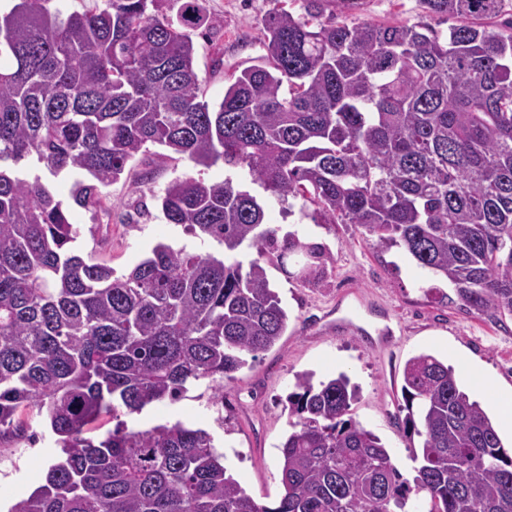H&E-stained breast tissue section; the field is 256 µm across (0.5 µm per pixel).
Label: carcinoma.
<instances>
[{
	"mask_svg": "<svg viewBox=\"0 0 512 512\" xmlns=\"http://www.w3.org/2000/svg\"><path fill=\"white\" fill-rule=\"evenodd\" d=\"M158 0H106L53 12L16 0L0 13V446L29 414L61 445L45 483L8 512H512V454L453 368L409 359L406 427L421 439L412 479L381 439L348 417L341 373L295 377L281 447L283 494L256 503L228 473L212 435L180 422L130 430L120 416L175 401L192 381H224L288 324L266 264L302 258L318 278L333 258L295 233L278 242L264 206L229 178L185 177L158 197L170 224L224 256L159 243L128 274L75 253L79 230L39 175H83L74 205L103 211L149 143L198 166L246 168L279 201L352 224L378 253L404 250L470 308L512 315V17L506 0H419L429 23H338L363 0H301L264 18L267 66L247 67L212 107L188 30L148 13ZM246 250L256 257L238 259Z\"/></svg>",
	"mask_w": 512,
	"mask_h": 512,
	"instance_id": "obj_1",
	"label": "carcinoma"
}]
</instances>
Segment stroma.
<instances>
[{
  "label": "stroma",
  "instance_id": "stroma-1",
  "mask_svg": "<svg viewBox=\"0 0 512 512\" xmlns=\"http://www.w3.org/2000/svg\"><path fill=\"white\" fill-rule=\"evenodd\" d=\"M277 3L291 8L295 0H205L206 22L191 37L195 69L209 103L222 101L243 68L263 64V20ZM421 14L418 0H364L342 20L413 24ZM188 176L209 182L229 176L251 194L263 193L245 170L220 163L197 167L150 144L105 188L108 212L70 205L67 217L81 231L77 244L82 252H96L120 275L160 242L191 253L222 254L216 242L167 223L157 204L168 183ZM264 211L267 224L321 246L333 256V266L319 281L303 282L293 277V263L268 265V277L288 312L284 335L225 382L223 397H215L210 381L200 380L177 401L122 414L128 428L181 422L206 429L223 449L229 473L257 502L271 506L282 494L280 447L290 431L285 399L298 374L311 372L327 380L346 373L359 388L351 417L381 438L407 477L413 463L402 386L411 357L425 353L450 364L459 355L482 369L495 387L512 388V316L478 313L451 284L401 250L376 253L353 225L316 223L301 200L287 205L265 198ZM60 454L49 436L0 452V512L43 484Z\"/></svg>",
  "mask_w": 512,
  "mask_h": 512
}]
</instances>
